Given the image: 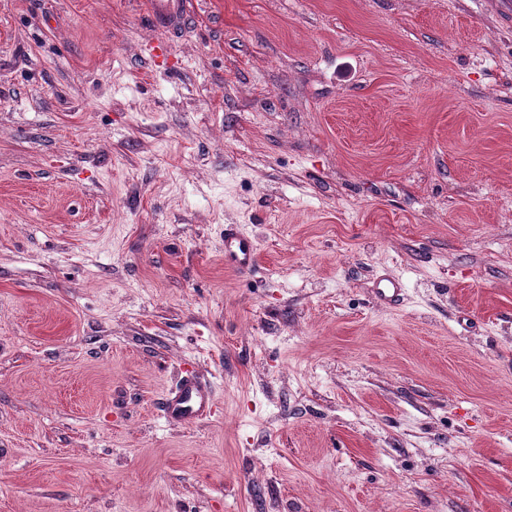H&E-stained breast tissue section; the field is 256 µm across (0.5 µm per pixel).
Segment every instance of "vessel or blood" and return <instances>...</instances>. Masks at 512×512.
Masks as SVG:
<instances>
[{
    "instance_id": "b4317fda",
    "label": "vessel or blood",
    "mask_w": 512,
    "mask_h": 512,
    "mask_svg": "<svg viewBox=\"0 0 512 512\" xmlns=\"http://www.w3.org/2000/svg\"><path fill=\"white\" fill-rule=\"evenodd\" d=\"M148 18L153 29L175 35L185 30L189 15L186 0H147ZM258 255L255 239L237 225L224 227V264L239 273L251 271ZM215 402L210 385L192 371H183L161 404L166 420L190 425L207 418Z\"/></svg>"
}]
</instances>
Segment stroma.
Wrapping results in <instances>:
<instances>
[{
	"instance_id": "stroma-1",
	"label": "stroma",
	"mask_w": 512,
	"mask_h": 512,
	"mask_svg": "<svg viewBox=\"0 0 512 512\" xmlns=\"http://www.w3.org/2000/svg\"><path fill=\"white\" fill-rule=\"evenodd\" d=\"M187 8L0 0V512H512V17ZM146 8L153 29L170 35L185 30L189 19L186 0H148ZM258 255L255 239L235 224L224 227V265L238 273L252 270ZM214 402L211 386L193 371L185 370L163 398L161 411L169 422L190 425L207 418Z\"/></svg>"
}]
</instances>
